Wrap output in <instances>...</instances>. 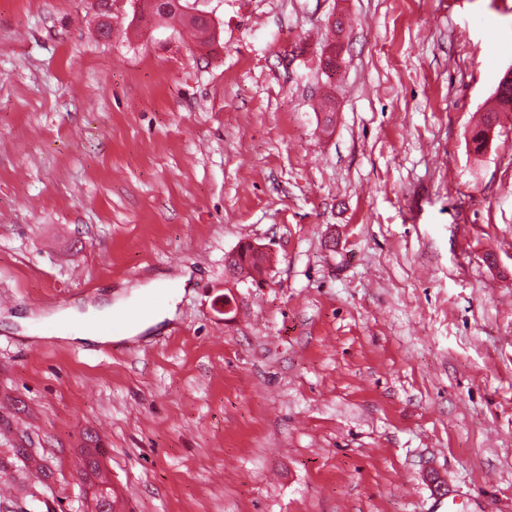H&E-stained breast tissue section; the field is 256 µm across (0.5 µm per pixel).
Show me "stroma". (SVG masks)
I'll list each match as a JSON object with an SVG mask.
<instances>
[{
	"mask_svg": "<svg viewBox=\"0 0 512 512\" xmlns=\"http://www.w3.org/2000/svg\"><path fill=\"white\" fill-rule=\"evenodd\" d=\"M190 2L209 45L0 0V459L51 512L86 431L118 512H512V112L468 140L512 0ZM248 241L268 284L226 314ZM153 281L174 319L57 338ZM113 313V304H103L98 306H89L87 311L83 314L77 310H67L62 313L58 320L62 321L63 324L68 325L70 322L82 319L84 324L89 321H106Z\"/></svg>",
	"mask_w": 512,
	"mask_h": 512,
	"instance_id": "1",
	"label": "stroma"
}]
</instances>
